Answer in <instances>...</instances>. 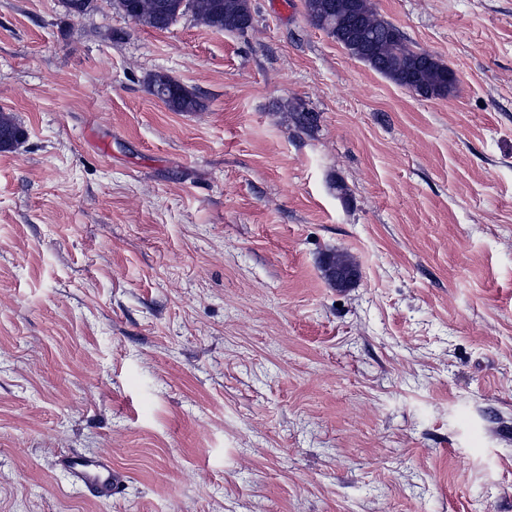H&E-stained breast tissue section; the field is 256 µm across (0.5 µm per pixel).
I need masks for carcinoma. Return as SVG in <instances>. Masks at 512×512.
<instances>
[{"label":"carcinoma","mask_w":512,"mask_h":512,"mask_svg":"<svg viewBox=\"0 0 512 512\" xmlns=\"http://www.w3.org/2000/svg\"><path fill=\"white\" fill-rule=\"evenodd\" d=\"M129 17L134 22L164 31L190 13L205 26L219 32L243 31L252 23L249 0H153L137 6L139 0H126ZM313 24L335 38L351 56L365 62L379 74L400 86L425 97H445L455 87L450 78L454 71L425 51L413 49L394 25L379 18L369 0H305ZM164 90L160 101L173 112H200L203 99L174 78L155 73L148 84L149 93ZM292 118L297 127L311 131L318 115L295 110ZM26 137V130L15 118L0 112V151L14 149ZM358 273L346 254L334 253L325 260V273L336 281V271Z\"/></svg>","instance_id":"1"}]
</instances>
